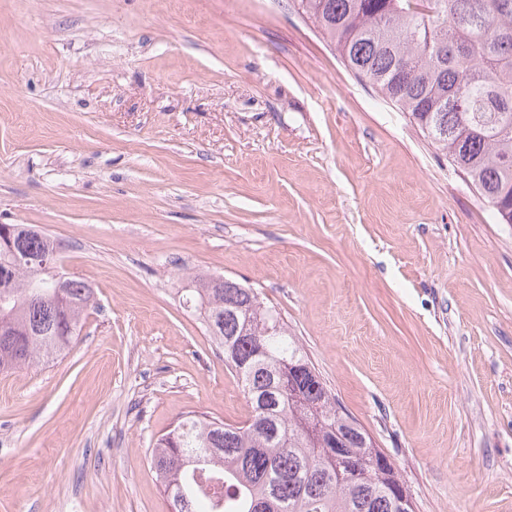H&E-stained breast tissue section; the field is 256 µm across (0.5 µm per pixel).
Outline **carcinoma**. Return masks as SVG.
I'll list each match as a JSON object with an SVG mask.
<instances>
[{"instance_id":"obj_1","label":"carcinoma","mask_w":512,"mask_h":512,"mask_svg":"<svg viewBox=\"0 0 512 512\" xmlns=\"http://www.w3.org/2000/svg\"><path fill=\"white\" fill-rule=\"evenodd\" d=\"M346 66L407 112L467 175L501 223L512 213V0H295ZM53 242L15 225L0 246V371L52 361L78 339L93 290L55 287ZM200 312L241 382L248 425L193 414L158 438L150 462L171 512H400L394 467L336 479L340 435L372 456L274 306L252 288L201 280ZM296 366L291 378L280 364Z\"/></svg>"}]
</instances>
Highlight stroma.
Wrapping results in <instances>:
<instances>
[{
  "mask_svg": "<svg viewBox=\"0 0 512 512\" xmlns=\"http://www.w3.org/2000/svg\"><path fill=\"white\" fill-rule=\"evenodd\" d=\"M0 224L94 291L0 371V512H169L149 452L249 407L182 295L274 305L415 512H512V224L295 0H0Z\"/></svg>",
  "mask_w": 512,
  "mask_h": 512,
  "instance_id": "stroma-1",
  "label": "stroma"
}]
</instances>
